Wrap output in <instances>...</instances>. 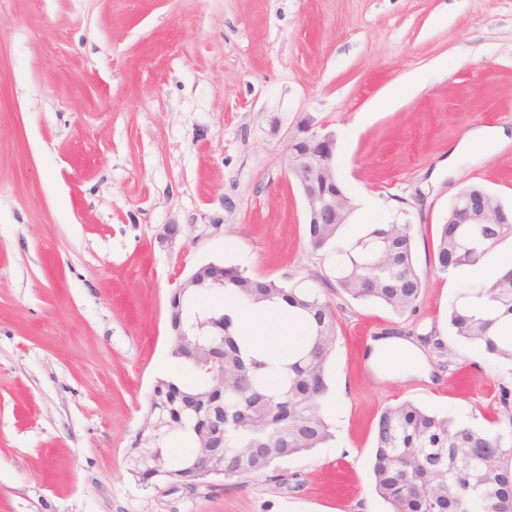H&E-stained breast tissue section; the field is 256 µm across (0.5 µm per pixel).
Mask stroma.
<instances>
[{
	"label": "stroma",
	"mask_w": 512,
	"mask_h": 512,
	"mask_svg": "<svg viewBox=\"0 0 512 512\" xmlns=\"http://www.w3.org/2000/svg\"><path fill=\"white\" fill-rule=\"evenodd\" d=\"M424 71L420 90L404 78ZM336 136L341 237L411 221L423 281L395 315L324 285L288 140ZM478 130L507 140L483 153ZM512 205V0H0V512H388L380 411L488 426L512 367L455 336L468 270L437 272L463 184ZM207 263L319 289L337 318L333 438L281 480L142 488L132 442L172 354V292ZM426 366L386 377L376 342ZM392 352H396L398 358L389 362L387 357ZM375 359L387 372L400 375L410 364L419 366L424 361V355L412 343L400 337L389 336L377 342Z\"/></svg>",
	"instance_id": "1"
}]
</instances>
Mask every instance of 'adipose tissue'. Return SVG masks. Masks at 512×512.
Returning a JSON list of instances; mask_svg holds the SVG:
<instances>
[{"label": "adipose tissue", "instance_id": "obj_1", "mask_svg": "<svg viewBox=\"0 0 512 512\" xmlns=\"http://www.w3.org/2000/svg\"><path fill=\"white\" fill-rule=\"evenodd\" d=\"M248 344L256 350L285 354L298 349L306 329L301 320L282 305L246 304L234 308ZM375 358L394 375L410 364H421L424 355L412 343L394 336L378 341Z\"/></svg>", "mask_w": 512, "mask_h": 512}]
</instances>
